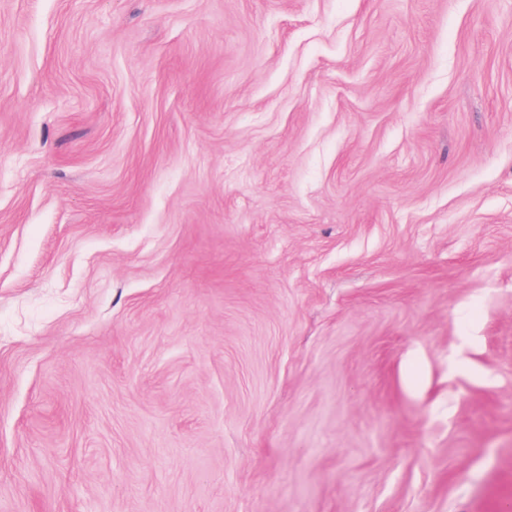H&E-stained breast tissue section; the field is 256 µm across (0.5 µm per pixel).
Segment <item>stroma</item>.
I'll return each mask as SVG.
<instances>
[{
  "label": "stroma",
  "instance_id": "1",
  "mask_svg": "<svg viewBox=\"0 0 512 512\" xmlns=\"http://www.w3.org/2000/svg\"><path fill=\"white\" fill-rule=\"evenodd\" d=\"M512 0H0V512H505Z\"/></svg>",
  "mask_w": 512,
  "mask_h": 512
}]
</instances>
